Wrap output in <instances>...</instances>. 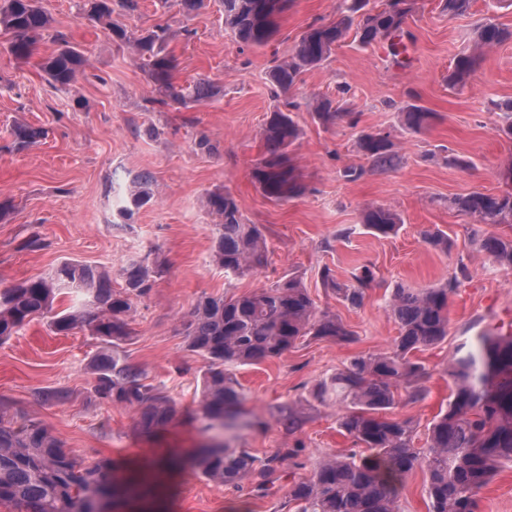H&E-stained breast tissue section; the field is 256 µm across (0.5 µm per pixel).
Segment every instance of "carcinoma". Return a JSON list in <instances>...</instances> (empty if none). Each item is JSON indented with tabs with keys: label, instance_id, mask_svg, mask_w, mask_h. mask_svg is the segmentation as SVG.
Instances as JSON below:
<instances>
[{
	"label": "carcinoma",
	"instance_id": "obj_1",
	"mask_svg": "<svg viewBox=\"0 0 512 512\" xmlns=\"http://www.w3.org/2000/svg\"><path fill=\"white\" fill-rule=\"evenodd\" d=\"M224 29L246 47H266L280 33V22L292 0H219ZM367 0H340L339 16L330 23L311 24L294 45L291 55L270 68L269 82L275 97L287 95L302 74L325 62L349 33L362 45L389 42L392 55L406 50L404 25L412 0H384L378 10L364 11ZM473 0H441L450 17L469 13ZM140 0H82V15L108 26L117 47L127 48L143 66L158 96L148 99L151 110L172 104L184 108L213 95V84L201 78L194 83L175 82L179 63L168 51L178 31L165 21L128 33L116 15L140 13ZM0 30L10 34L7 52L27 61L48 37L55 52L42 59L44 78L58 91L71 86L85 72L88 58L71 42L69 34L54 25L41 0H0ZM512 40V28L491 20L476 28V52L459 55L448 71V86L460 88L475 73L482 60L479 51ZM299 106L285 100L269 113L260 130L263 156L250 171L263 194L276 202L298 196L300 174L288 157V148L300 137L294 112ZM405 121L417 132L427 127L433 113L409 104ZM325 128L340 123L356 125L351 112H344L325 98L314 109ZM10 148L24 151L47 136L31 125L10 129ZM358 150L370 169L386 172L399 164L389 135L363 131ZM505 189L498 194L474 191L453 199L458 211L477 224H512V164L499 172ZM152 177L143 174L123 198L119 213L132 219L152 197ZM204 206L216 217L211 225L212 262L224 276L245 277L256 273L267 260V246L256 224L245 222L237 200L227 192L205 196ZM364 227L388 236L398 231L399 215L383 207H371L362 216ZM479 250L504 270H512V238L484 232ZM162 270L142 261H132L123 271L124 289L116 291L102 270L80 261L62 262L48 277L22 280L0 291V343L10 339L34 320H44L56 334L75 329L87 331L103 344L94 361L96 393L112 404L140 409L139 427L151 433L174 416L170 399L160 389L144 383L143 373L126 362L119 350L132 329L133 299L152 288ZM467 268L445 282L428 288L393 289L387 311L398 326L393 345L381 352L352 358L343 370L316 387L326 398L336 395L341 406L339 425L359 448L318 462L311 477L288 488L283 508L295 512H401L400 496L406 479L416 470L425 474L429 512H478L479 493L489 485L504 462H512V335L485 333L473 346H462L448 361L453 389L448 408L428 429L425 446L414 445L411 421L386 417L402 396L418 397L416 384L426 368L414 353L436 345L448 336V306ZM321 278L343 302L357 308L375 281L365 267L356 284L336 282L332 270L323 268ZM61 295L77 296L80 303L56 310ZM188 349L205 361L199 409L192 420L201 425L212 444L191 460L175 461L173 467H191L210 481L239 487L250 474L262 478L257 491H268L269 477L285 463L297 464L298 450L289 448L260 459L246 448H232L224 432L245 416L244 395L224 371L232 364L250 365L277 358L311 337L338 344L348 343L354 333L338 317L318 308L307 288L295 277L251 293L202 295L182 321ZM0 411V505L20 512H119L139 500L149 479L146 471H131L123 477L111 472L108 462L87 464L65 450L58 437L36 421L15 427Z\"/></svg>",
	"mask_w": 512,
	"mask_h": 512
}]
</instances>
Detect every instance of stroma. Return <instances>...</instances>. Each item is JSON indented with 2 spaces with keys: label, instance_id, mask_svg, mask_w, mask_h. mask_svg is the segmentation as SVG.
I'll return each instance as SVG.
<instances>
[{
  "label": "stroma",
  "instance_id": "35a3bbf8",
  "mask_svg": "<svg viewBox=\"0 0 512 512\" xmlns=\"http://www.w3.org/2000/svg\"><path fill=\"white\" fill-rule=\"evenodd\" d=\"M43 5L85 51L89 65L69 91L59 92L34 64L0 48V201L9 204L0 217V289L48 275L65 260L108 270L118 288L130 262L150 257L163 274L147 295L135 299L133 334L121 349L146 383L172 399L176 415L164 430L142 433L137 408L108 403L94 392L92 363L100 341L80 330L54 334L42 321L0 344V409L20 422H42L88 464L105 459L126 467L163 455L191 456L208 441L189 419L198 407L204 362L187 348L182 316L202 294H241L297 277L319 309L355 332V341L312 339L281 357L227 371L246 409L261 421L238 431L230 446L260 458L296 447L298 465L282 471L262 497L253 491L252 476L238 489L215 485L188 468L162 478L166 512H282L289 484L310 478L321 459L354 447L338 427L335 399L314 397L315 386L352 357L391 346L398 335L386 312L393 288H425L464 266L469 275L449 303L447 339L416 354L429 372L418 399L390 412L412 422L414 444L423 446L434 416L448 405L447 367L456 348L485 332L512 333V271L477 252L472 219L451 204L472 191L503 189L497 172L512 159V141L500 129L512 114L498 105L512 101V41L489 50L464 89L449 87L447 80L476 24L489 17L512 28V8L475 0L470 14L451 18L439 0H413L406 21L408 54L400 64L385 43L363 47L346 38L288 93L299 105L295 119L302 134L289 155L303 189L275 203L250 177L263 151L260 128L277 104L268 71L310 24L335 20L337 0H294L277 40L264 48L240 46L225 31L218 0L189 18L178 6L163 13L155 0H141L140 13L125 21L128 29L161 19L188 28V35L170 45L180 62L177 81L201 76L217 89L192 108L173 105L159 112L145 109L146 98L155 94L145 72L129 51L113 46L107 29L82 17L78 0ZM324 97L355 112L356 126L324 129L313 112ZM409 102L434 112L427 128L416 132L406 126L401 109ZM17 122L44 128L46 139L24 152L11 151L7 129ZM363 130L389 134L400 157L395 169L369 171L357 148ZM202 134L218 154L196 150ZM452 155L465 159V166L449 165ZM351 168L363 169V176L348 177ZM144 172L154 178V196L124 219L112 183L130 189ZM215 190L230 192L245 220L258 225L266 239L268 263L255 275L229 280L211 262L215 218L201 200ZM375 206L398 213L396 234L376 236L363 227V211ZM437 229L448 236L447 251L423 238ZM33 235L42 247L22 249ZM365 265L377 284L360 307L343 303L321 281L327 267L337 282L353 284ZM54 390L66 392V399L45 400L44 392Z\"/></svg>",
  "mask_w": 512,
  "mask_h": 512
}]
</instances>
